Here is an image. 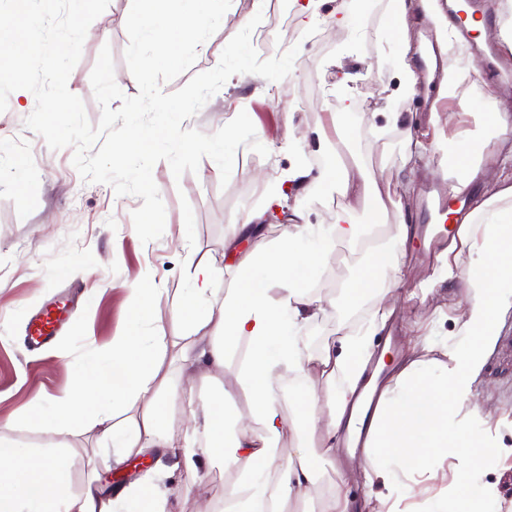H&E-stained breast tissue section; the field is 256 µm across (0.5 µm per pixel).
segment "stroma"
<instances>
[{"instance_id": "obj_1", "label": "stroma", "mask_w": 512, "mask_h": 512, "mask_svg": "<svg viewBox=\"0 0 512 512\" xmlns=\"http://www.w3.org/2000/svg\"><path fill=\"white\" fill-rule=\"evenodd\" d=\"M130 6L131 0H110L89 27L81 58L68 79L70 92L82 100L94 125L101 109L90 74L103 45L111 47L120 89L129 96L138 93L137 84L126 77L125 23ZM390 10L391 0H315L312 19L305 24L294 11H283L280 0H267L251 41L263 59L298 47L291 73L277 84L256 74L233 75L183 126L210 134L243 110L269 154L263 157L239 147L225 185L211 158L201 160L197 173L187 172L178 179L167 162H157L152 176L165 205V229L159 239L146 244L139 240L132 221L141 198L119 196L111 185L84 181L72 163L73 148L50 149L40 135L25 127L36 106L33 93L17 90L9 95L8 107L0 113V445H59L58 436L29 417L39 397L60 394L71 385L68 366L60 364L58 353L67 352L69 365L78 366L90 354L111 348L113 339L126 329L129 288L146 279L166 291L158 317L170 354L162 371L181 396L177 412H185L218 389V382L188 378L173 358L188 333L170 320L177 291L187 286L197 262L221 269L236 261V254L225 253L224 239L233 225L246 218L257 217L266 226V238L272 239L289 224L294 211H301L306 223L326 224L347 206V199L328 187L317 199L303 197L301 188L294 186L281 201L270 199L271 190L297 160L314 168L331 166V158L319 149L317 134L333 132L334 112L346 93L364 106L348 116L350 131L357 137L355 149L367 169L381 171L389 182L393 203L378 215L368 206H356L353 221L366 225L367 234L358 248L335 247L322 276L311 282L312 292L328 304L305 326L304 350L320 354L341 335L369 327L375 303L391 286L389 266L400 255L407 268L389 321L397 330L399 347L387 352L382 333H375L368 339L373 359L396 366L402 353L426 336L436 345L447 344L456 330L455 306L462 298L461 289L444 276L439 259L420 255L417 239L399 243L396 225L402 219L415 224L427 187L446 193L454 172L442 154L432 155L430 164L423 165L404 161L399 153L404 134L414 132L427 142L433 126L425 107L426 87L415 83L409 91L401 89L403 74L394 60L403 47L384 31ZM344 12L351 16L349 26H332L331 18ZM254 14L253 0H232L217 32L199 47L191 70L162 83L163 92H174L192 75L213 69L226 34L238 33ZM494 80L487 67L467 71L455 98L441 100L438 109L443 116L438 125L446 136L475 128L495 106L512 107V88L493 93ZM393 107L400 114L394 126L389 123ZM387 125L392 132L385 143L367 137V127ZM372 260L379 263L373 289L346 302L345 288L357 269ZM62 301L67 304L63 330L49 347L28 351L25 336L32 316ZM474 394L485 416L500 424L497 444L512 448V309L500 316L499 336L474 384ZM67 442L74 449L72 492L82 490L92 471L104 497L121 489L105 455L98 451L99 440L76 434ZM165 465L172 483L186 488L172 500L171 512H200L204 500L213 512H221L224 487L238 478L237 472L207 459L193 472L171 459Z\"/></svg>"}]
</instances>
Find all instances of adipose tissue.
<instances>
[{
	"mask_svg": "<svg viewBox=\"0 0 512 512\" xmlns=\"http://www.w3.org/2000/svg\"><path fill=\"white\" fill-rule=\"evenodd\" d=\"M489 124L490 131L440 141L446 154L470 157L464 174L449 179L450 197L468 192L492 137L512 133V113H493ZM285 180L309 197L331 186L351 201L379 209L390 198L388 187L372 174L345 164L316 171L299 163ZM365 235V226L353 223L345 207L333 223H294L278 238L247 251L234 268L232 294L217 287L223 270L206 264L196 265L189 285L179 290L171 317L198 332L180 349L185 371L208 379L213 370L226 368L240 342H247L249 358L236 380L260 434H241L225 447L228 415L221 393L190 409L185 434L192 442L176 446L169 433L176 389L160 375L167 346L162 326L154 322L162 291L144 285L129 290L127 334L104 355L74 368L71 387L37 402L33 419L62 436L79 432L110 442L116 470L131 455L154 449L189 470L200 459L221 455L225 468L241 470L224 512H299L319 481L320 461L336 454L347 413L376 388L380 399L368 430L363 477L368 488L380 485L384 492L360 505L368 512H400L412 485L434 478L454 461V480L429 500L426 512H496L491 497L475 492L500 448L474 400L473 384L496 340L499 311L512 308V184L496 185L478 202L453 241L460 254L449 259L445 274L465 290L454 339L440 356L416 352L404 358L382 386L366 374L365 337H344L339 350L318 356L301 347L303 327L325 310L310 282L320 276L335 245L355 247ZM285 403L292 419L281 413ZM303 428L317 437V447L300 445L294 457L279 463L283 435ZM68 471L65 452L0 448V512H168L169 491L156 478L107 500L92 477L80 493L71 492ZM347 483V475L337 472L318 499V512H355L360 505L346 494Z\"/></svg>",
	"mask_w": 512,
	"mask_h": 512,
	"instance_id": "1",
	"label": "adipose tissue"
}]
</instances>
